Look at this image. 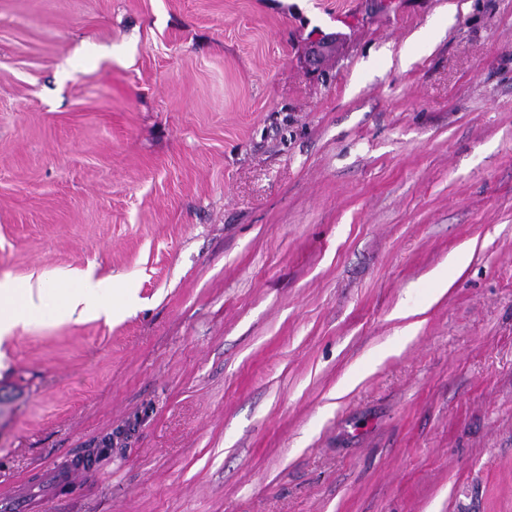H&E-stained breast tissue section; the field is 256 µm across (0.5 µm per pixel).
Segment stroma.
I'll return each instance as SVG.
<instances>
[{
	"label": "stroma",
	"instance_id": "1",
	"mask_svg": "<svg viewBox=\"0 0 512 512\" xmlns=\"http://www.w3.org/2000/svg\"><path fill=\"white\" fill-rule=\"evenodd\" d=\"M86 270L0 506L512 512V0H0V277Z\"/></svg>",
	"mask_w": 512,
	"mask_h": 512
}]
</instances>
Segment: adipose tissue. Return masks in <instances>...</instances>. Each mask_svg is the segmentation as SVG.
<instances>
[{
	"label": "adipose tissue",
	"mask_w": 512,
	"mask_h": 512,
	"mask_svg": "<svg viewBox=\"0 0 512 512\" xmlns=\"http://www.w3.org/2000/svg\"><path fill=\"white\" fill-rule=\"evenodd\" d=\"M48 309L64 320L108 319L112 299L89 273L75 288H20L10 278L0 279V341L19 325L35 322Z\"/></svg>",
	"instance_id": "obj_1"
}]
</instances>
